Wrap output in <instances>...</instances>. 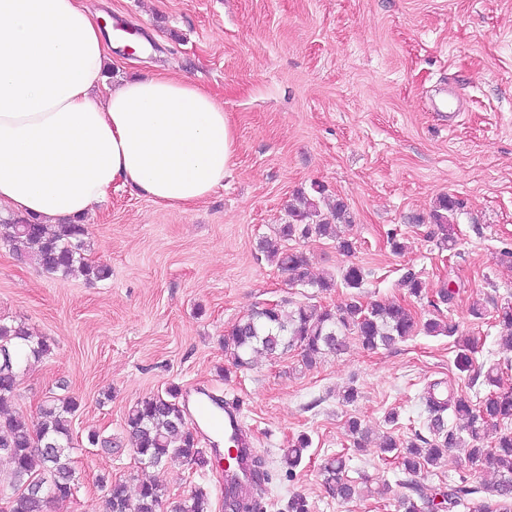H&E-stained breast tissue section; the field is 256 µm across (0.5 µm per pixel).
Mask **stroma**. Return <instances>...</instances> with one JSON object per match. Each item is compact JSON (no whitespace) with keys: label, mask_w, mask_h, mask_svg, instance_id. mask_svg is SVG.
Wrapping results in <instances>:
<instances>
[{"label":"stroma","mask_w":512,"mask_h":512,"mask_svg":"<svg viewBox=\"0 0 512 512\" xmlns=\"http://www.w3.org/2000/svg\"><path fill=\"white\" fill-rule=\"evenodd\" d=\"M109 35L108 81L164 72L190 79L223 104L236 152L223 185L197 206L156 203L115 184L89 216L90 263L64 278L18 260L0 241V321L46 337L51 353L18 377L13 408L30 421L52 398L76 397V472L70 498L50 512H103L101 477L153 480L164 512L196 490L224 512V474L187 465L143 468L125 432L136 401L176 385L238 401L255 448L268 463L267 512L288 495L311 512H398L405 476L375 442L355 450L347 418L371 433L408 439L425 431L424 388L443 382L476 394L454 364L453 339L417 333L374 352L350 342L316 367L296 352L230 369L224 336L244 315L283 300L332 308L347 296L293 284L258 243L288 221L297 192L325 189L343 200L353 254L335 241H295L314 275L367 273L366 302L398 301L419 320L439 318L478 340V361L503 367L512 389V350L498 336V311L512 303V0H83ZM456 209L435 224L437 199ZM404 241L393 253L389 235ZM450 236L452 248L442 247ZM425 283L415 298L399 288L406 270ZM455 291L442 303L443 285ZM481 308L474 317L472 307ZM355 386L354 404L339 395ZM397 411L396 424L385 423ZM112 438L86 443L88 431ZM312 445L294 470L281 450L298 435ZM348 457L349 477L371 494L329 497L320 466ZM486 468L449 451L422 472L426 492L489 482Z\"/></svg>","instance_id":"obj_1"}]
</instances>
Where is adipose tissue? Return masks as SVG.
I'll return each mask as SVG.
<instances>
[{
  "instance_id": "obj_1",
  "label": "adipose tissue",
  "mask_w": 512,
  "mask_h": 512,
  "mask_svg": "<svg viewBox=\"0 0 512 512\" xmlns=\"http://www.w3.org/2000/svg\"><path fill=\"white\" fill-rule=\"evenodd\" d=\"M108 59L79 0H0V210L59 224L116 183L185 208L222 184L235 153L223 104L164 74L105 88Z\"/></svg>"
}]
</instances>
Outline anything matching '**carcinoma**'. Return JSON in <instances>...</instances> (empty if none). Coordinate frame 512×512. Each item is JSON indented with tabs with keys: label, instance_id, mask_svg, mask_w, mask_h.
Masks as SVG:
<instances>
[{
	"label": "carcinoma",
	"instance_id": "1",
	"mask_svg": "<svg viewBox=\"0 0 512 512\" xmlns=\"http://www.w3.org/2000/svg\"><path fill=\"white\" fill-rule=\"evenodd\" d=\"M455 207L452 198H440L433 212L435 223L442 227L449 224ZM347 223L349 212L340 199L328 214L303 193L288 203V223L273 227L282 245L263 238L259 248L292 282L322 292L340 283L349 290V297L333 309L301 303L290 309L283 302L251 311L224 335V353L233 367L251 366L253 355L259 351L275 357L296 350L302 365L312 368L325 356L346 351L351 339L364 349L375 351L393 347L418 331L429 336L458 334L456 325L440 319L418 323L411 310L400 303L361 302L357 290L363 287L366 273L359 266L347 267L339 282L330 275L313 278L307 254L284 245L296 239L328 238L336 241L343 253L350 254L354 242L341 230ZM88 238L85 224L49 225L21 217L0 223V239L11 246L18 258L35 264L44 274L64 277L78 265L88 278L105 280L110 276L108 266L84 262ZM400 286L414 297L425 291L424 282L411 269L402 275ZM499 323L500 342L512 349V306L501 309ZM456 343L458 370L474 372L472 383L480 381L492 391L472 402L451 389L441 388L437 382L421 396L428 414L429 436L416 431L413 437L401 441L386 432L380 437L379 447L393 454L402 472L409 475L404 483L407 493L400 501L403 512H438L441 507L446 512L458 507L469 512H512V432L499 429L500 424L512 421V390H495L501 381L500 367H475V347L470 340L460 337ZM49 353L50 345L44 337L32 335L21 324L0 323V454L11 463L6 485L0 488V500L8 505L9 512H45L50 502L67 499L75 484L70 461V451L75 449L71 422L79 408L78 401L67 397L44 405L35 424L10 410L21 366ZM179 395V389L171 387L166 395L144 398L127 412L126 431L138 462L147 468L171 462L199 468L206 465L197 431L188 425ZM345 430L355 447H361L366 432L358 418H348ZM489 435L493 445L485 448L480 441ZM311 444L310 437L301 434L283 449L288 471L302 462ZM451 448L462 449L471 464L488 468L496 480L488 487L453 486L446 491L425 493L415 477L427 467L438 466ZM346 469L347 458L343 455L325 459L320 468L325 491L341 501L362 494V489L348 479ZM100 483L106 512H160L165 489L155 482H140L134 496L121 478L103 476ZM210 509L209 498L200 491L183 506L182 512Z\"/></svg>",
	"mask_w": 512,
	"mask_h": 512
}]
</instances>
